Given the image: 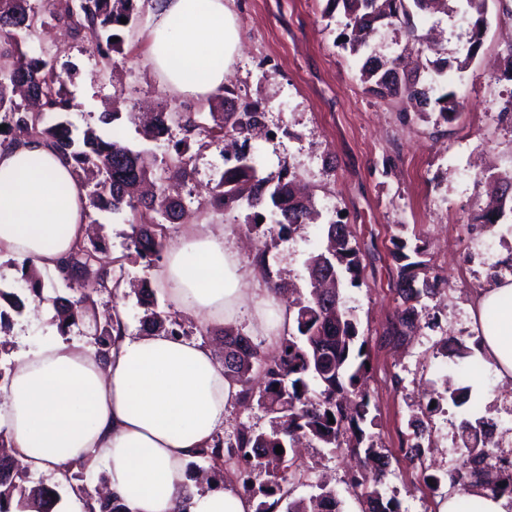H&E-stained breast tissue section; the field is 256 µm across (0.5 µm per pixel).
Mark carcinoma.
<instances>
[{
  "label": "carcinoma",
  "mask_w": 512,
  "mask_h": 512,
  "mask_svg": "<svg viewBox=\"0 0 512 512\" xmlns=\"http://www.w3.org/2000/svg\"><path fill=\"white\" fill-rule=\"evenodd\" d=\"M135 0H47L48 13L35 12L29 0H0V125L6 126L3 141L16 143L41 137L52 142L62 159L77 177L84 175L88 209L110 210L131 215L127 250L129 255L151 268L161 259L165 246V224L177 220L184 209V200L170 195L165 184L151 180L152 171L141 152L131 149L119 133L105 140L93 128L84 131L82 140L72 138L67 122L59 120L71 107L67 90L69 77L54 69L49 52L29 57L20 49L16 34H31L45 18L67 20L74 24V32L87 40L99 56L111 60V53L120 50L121 41L114 28L130 27L135 11ZM459 9L471 20V38L466 58L460 63L465 68L477 55L485 27L487 0H459ZM342 5L350 30L347 44L353 52L366 42L374 25L397 26L408 35L418 36L412 23L413 11L435 12L448 7L447 0H328L333 10ZM127 18L123 24L120 18ZM363 80L368 91L377 97H396L402 100L429 101L414 80L399 73L396 63L385 66L371 59L363 69ZM234 91L221 87L212 96L217 102L210 108L213 124L199 121L197 112H167L155 114L144 137L157 139L176 125L186 133H197L212 142H222L231 135L246 136L261 123L262 112L250 103L234 105ZM439 117L448 122L457 115L456 104L444 94L435 99ZM168 178L187 181L193 173L192 156L188 148L178 147L175 156L166 165ZM272 205L271 223H258L264 217L266 205ZM211 205L216 210L246 206V230L260 243L256 265L270 276L266 266L268 241L284 233L312 224L319 218L308 199L296 192V175L284 168L275 174H258L254 157L241 152L236 164L224 171L213 188ZM512 212V175L498 178L495 194L482 209L480 223L492 231L506 211ZM327 239L334 250L310 255L305 266L311 287L310 299L300 302L293 311L292 331L283 338L275 355L266 362L259 358L257 346L241 329L224 328V374L233 385L245 387L254 372L262 374L264 385L258 392L257 404L270 415V428L257 431L241 427L224 439L213 437L212 444L200 448L195 456L210 464L219 479H224V467L235 459L252 457L264 468L267 480L257 481L244 472L232 473L229 483L250 500H258L254 512H340V502L333 490L321 486L308 499L291 498L297 479L294 458L295 442L307 437L323 448L341 445L364 453V463L377 465L372 478L352 479L363 512H398L394 498L387 497L384 455L367 427L374 426L372 394L368 386L369 368L366 342L360 340L358 324L342 299L325 300L317 296L316 280L327 268L338 272L340 278H349L354 285L361 275L359 249L346 225L332 222L327 227ZM392 256L400 263L397 292L401 308L385 331L386 342L400 346L420 328L417 305L423 298L434 296L438 278L418 277L420 261H409L407 241L392 240ZM103 252L99 242H82L71 253L58 279L73 292V296L54 301L55 322L61 334L82 322L85 305L91 295L100 291L120 290L125 279L124 270L114 271L101 265ZM0 333L10 330L12 315L22 313L20 297L0 289ZM138 303L144 308L143 330L164 332L180 338L184 333L179 323L169 315L154 310V291L147 280L138 289ZM126 333L120 316L104 325H93L91 336L95 357L105 362ZM471 389L467 385L445 389V399L460 408L467 404ZM334 422H329V419ZM492 422L484 416L468 414L461 418L458 434L463 447L457 477L471 486L487 490L494 496L512 497V463L493 455L482 440ZM415 442L408 445L414 455L421 454V439L427 431L425 420H411ZM283 452H275L276 447ZM60 500L55 487L44 482L33 483L27 473L14 465L12 456L0 455V512H53Z\"/></svg>",
  "instance_id": "obj_1"
}]
</instances>
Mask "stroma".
I'll list each match as a JSON object with an SVG mask.
<instances>
[{
    "label": "stroma",
    "mask_w": 512,
    "mask_h": 512,
    "mask_svg": "<svg viewBox=\"0 0 512 512\" xmlns=\"http://www.w3.org/2000/svg\"><path fill=\"white\" fill-rule=\"evenodd\" d=\"M327 0H224L236 18L239 49L226 86L239 100L258 105L262 130L249 140L227 137L221 146L172 128L152 140L141 132L143 112L160 106L178 112H208L202 97L179 94L165 84L149 60L153 10L149 0H137L141 11L132 30L123 32L111 67L67 25L51 23L34 35H20L21 49L30 57L49 49L60 72L70 73L72 101L66 119L74 139L86 128L101 137L120 132L126 144L154 160L155 176H163L162 158L173 155L178 142H188L194 174L180 193L185 203L181 220L168 225L175 241L188 224H207L223 234L253 281L266 277L288 282L284 299L293 302L309 293L307 257L324 244V227L343 221L360 247L362 272L357 285L340 289L346 309L358 321L369 356L368 384L376 416L373 434L389 459V495L399 512H438L447 486L429 484L430 476L454 473L462 450L457 426L462 409L442 401L443 382L451 378L472 385L469 409L492 419L498 432L512 434V387L499 382L484 358L455 362L445 356L444 339L476 347L477 333L470 307L480 290L493 280L512 275V214L495 232H485L475 217L487 202L488 177L512 173V112L502 105L512 96V78L500 66L512 53V0H488L487 27L473 60H466L470 25L451 13L418 14L419 33L431 34L439 49L432 52L390 26L378 27L367 46L351 52L342 33L343 11L326 13ZM420 61L415 72L420 86L449 94L460 106L458 117L443 122L438 109L418 111L397 99H378L361 80L368 57ZM444 75H437V67ZM116 113L111 124L102 113ZM247 149L261 172L289 168L313 194L320 213L316 223L302 225L269 245V274L255 264L256 246L243 224L245 211L211 209V190L229 166L230 158ZM98 233L107 245L111 266H125L130 275L154 278V270L128 258L127 217L109 210L93 211ZM418 242L423 248L422 270L439 276L438 294L423 299L421 327L404 346L387 345L382 335L401 300L394 283L397 265L390 250L393 237ZM45 300L35 313L15 317L8 335L11 349L38 343L53 332L52 301L69 296L66 285L50 271H41ZM270 293L254 294L235 320L269 358L282 337L257 331V312L266 309ZM440 409L431 416V446L416 456L408 449L410 420L431 400ZM243 426L268 428L269 417L255 399H232L225 410L220 435ZM300 479L294 498L317 491L328 479L342 512H361L349 484L356 461L347 449L329 451L304 445L295 458Z\"/></svg>",
    "instance_id": "obj_1"
}]
</instances>
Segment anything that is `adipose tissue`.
<instances>
[{
  "instance_id": "obj_1",
  "label": "adipose tissue",
  "mask_w": 512,
  "mask_h": 512,
  "mask_svg": "<svg viewBox=\"0 0 512 512\" xmlns=\"http://www.w3.org/2000/svg\"><path fill=\"white\" fill-rule=\"evenodd\" d=\"M239 46L224 0H159L150 31L153 67L173 91L205 96L224 84ZM86 191L40 138L0 147V258L58 271L89 234ZM246 274L224 237L191 224L158 271L178 309L233 322L246 305ZM479 350L499 381L512 382V277L471 307ZM236 389L213 351L154 332L123 337L108 362L83 344L47 336L20 350L0 391V435L29 471L86 459L104 463L128 512H251L231 488L199 490L186 476L211 443Z\"/></svg>"
}]
</instances>
